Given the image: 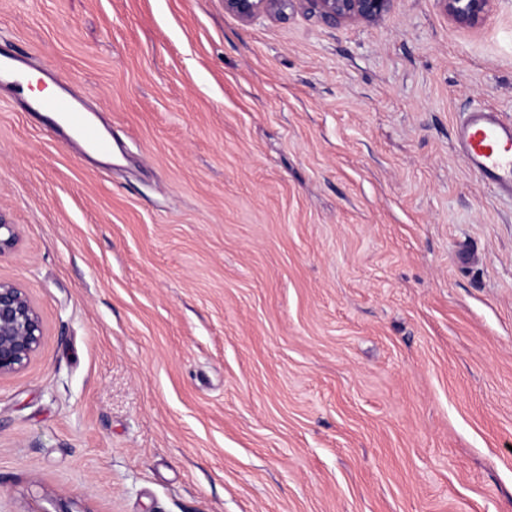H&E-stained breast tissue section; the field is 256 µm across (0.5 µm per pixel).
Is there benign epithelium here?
Wrapping results in <instances>:
<instances>
[{
    "label": "benign epithelium",
    "instance_id": "obj_1",
    "mask_svg": "<svg viewBox=\"0 0 512 512\" xmlns=\"http://www.w3.org/2000/svg\"><path fill=\"white\" fill-rule=\"evenodd\" d=\"M297 1L310 4L329 21L381 20L392 0H224V8L242 20L260 15L276 16ZM447 16L464 25L482 21L491 0H438ZM17 225L0 220V254L18 243ZM43 325L29 297L12 282L0 280V377L13 374L30 360L40 346Z\"/></svg>",
    "mask_w": 512,
    "mask_h": 512
}]
</instances>
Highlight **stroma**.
I'll list each match as a JSON object with an SVG mask.
<instances>
[{"label":"stroma","mask_w":512,"mask_h":512,"mask_svg":"<svg viewBox=\"0 0 512 512\" xmlns=\"http://www.w3.org/2000/svg\"><path fill=\"white\" fill-rule=\"evenodd\" d=\"M121 145L0 86V512H512V197L455 129L512 121V0L377 22L224 0H0ZM447 16L464 25L482 21L491 0H439ZM42 75L44 79L60 87L63 93L37 101L22 99L23 107L42 116L49 128L67 132L70 141L84 154L110 153L111 141L103 135L82 101L69 91L67 82L51 70H43ZM43 325L29 297L0 280V378L20 370L40 346Z\"/></svg>","instance_id":"stroma-1"}]
</instances>
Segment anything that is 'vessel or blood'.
<instances>
[{
    "label": "vessel or blood",
    "mask_w": 512,
    "mask_h": 512,
    "mask_svg": "<svg viewBox=\"0 0 512 512\" xmlns=\"http://www.w3.org/2000/svg\"><path fill=\"white\" fill-rule=\"evenodd\" d=\"M0 75L17 91L29 84L30 69L25 56L0 51ZM44 79L59 85L53 97L24 101V108L43 117L51 129L68 133L69 139L83 153L105 155L112 144L82 101L73 95L67 82L53 71L43 73ZM456 140L468 167L483 181L512 193V122L499 119L494 113L479 109L468 113L459 125Z\"/></svg>",
    "instance_id": "obj_1"
}]
</instances>
